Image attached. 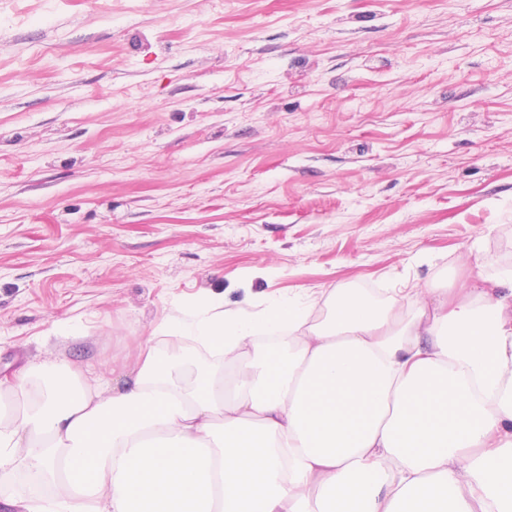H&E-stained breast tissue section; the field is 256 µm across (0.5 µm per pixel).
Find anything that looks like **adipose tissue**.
<instances>
[{
    "label": "adipose tissue",
    "instance_id": "obj_1",
    "mask_svg": "<svg viewBox=\"0 0 512 512\" xmlns=\"http://www.w3.org/2000/svg\"><path fill=\"white\" fill-rule=\"evenodd\" d=\"M24 512H512V269L385 301L344 284L206 301L133 366L0 382ZM36 488L28 482L23 473H18L9 485L3 487L2 490L0 487V498L26 499L38 497L45 493L38 491Z\"/></svg>",
    "mask_w": 512,
    "mask_h": 512
}]
</instances>
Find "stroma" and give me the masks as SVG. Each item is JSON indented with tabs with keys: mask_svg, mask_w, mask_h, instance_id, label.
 Instances as JSON below:
<instances>
[{
	"mask_svg": "<svg viewBox=\"0 0 512 512\" xmlns=\"http://www.w3.org/2000/svg\"><path fill=\"white\" fill-rule=\"evenodd\" d=\"M505 267L512 0H0L1 380Z\"/></svg>",
	"mask_w": 512,
	"mask_h": 512,
	"instance_id": "1",
	"label": "stroma"
}]
</instances>
